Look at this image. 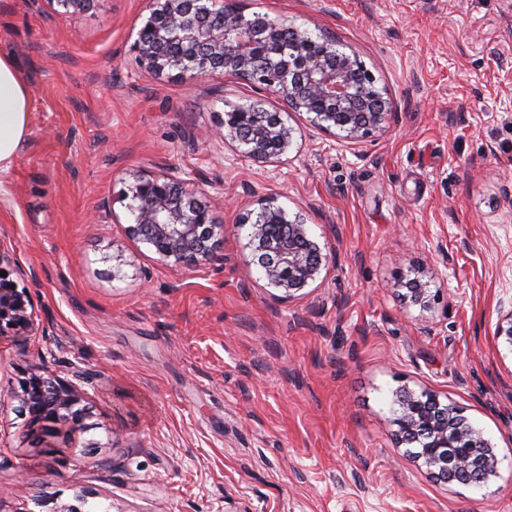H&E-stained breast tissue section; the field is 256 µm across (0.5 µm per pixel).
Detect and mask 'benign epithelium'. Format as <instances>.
<instances>
[{
	"label": "benign epithelium",
	"instance_id": "1",
	"mask_svg": "<svg viewBox=\"0 0 512 512\" xmlns=\"http://www.w3.org/2000/svg\"><path fill=\"white\" fill-rule=\"evenodd\" d=\"M150 12L134 42L141 64L155 73L177 70L192 77L214 72L283 98L288 109L313 115L321 130L341 132L348 143H358L384 127L392 102L376 86L374 77L351 55L339 51L330 38L309 50L311 34L254 14L247 16L237 0H149ZM66 14L86 10L90 0H47ZM217 135L253 163L278 162L292 146V129L278 112L253 103L224 111ZM129 230L151 246L161 259L183 266L211 260V241L219 225L209 206L197 198L196 182L170 172L131 174ZM249 225V246L267 285L278 298L289 300L314 281L323 263L320 248L308 238L301 215L289 214L267 201ZM13 259L0 250V338L26 342L34 327V302L27 290L10 277ZM408 298L423 308L435 301L428 283L416 277L408 284ZM91 376L75 371L64 379L43 366L27 372L16 392L29 423L62 434L69 440L92 428ZM396 443L416 439L415 459L446 484L483 487L496 472L492 446L460 411L440 403L431 394L405 390L397 396ZM90 495L79 488L74 502L50 506L46 497L35 499L37 512H111L89 504Z\"/></svg>",
	"mask_w": 512,
	"mask_h": 512
}]
</instances>
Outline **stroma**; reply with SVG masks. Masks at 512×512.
I'll use <instances>...</instances> for the list:
<instances>
[{"label": "stroma", "mask_w": 512, "mask_h": 512, "mask_svg": "<svg viewBox=\"0 0 512 512\" xmlns=\"http://www.w3.org/2000/svg\"><path fill=\"white\" fill-rule=\"evenodd\" d=\"M330 33L392 102L350 144L289 112L293 145L260 167L214 138L231 104L283 103L214 74L161 75L133 48L147 0L76 17L0 0V54L30 90L0 173V249L36 331L0 339V512L83 486L111 512H512V0H239ZM196 176L213 259L161 262L130 235V174ZM302 213L324 261L280 300L242 216ZM429 281L431 308L405 297ZM93 373L90 448L30 429L24 370ZM404 389L488 439L487 486L434 479L393 439Z\"/></svg>", "instance_id": "35a3bbf8"}]
</instances>
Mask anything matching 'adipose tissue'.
Segmentation results:
<instances>
[{
	"label": "adipose tissue",
	"instance_id": "ef3b65f1",
	"mask_svg": "<svg viewBox=\"0 0 512 512\" xmlns=\"http://www.w3.org/2000/svg\"><path fill=\"white\" fill-rule=\"evenodd\" d=\"M30 90L13 61L0 55V171L8 170L29 125Z\"/></svg>",
	"mask_w": 512,
	"mask_h": 512
}]
</instances>
